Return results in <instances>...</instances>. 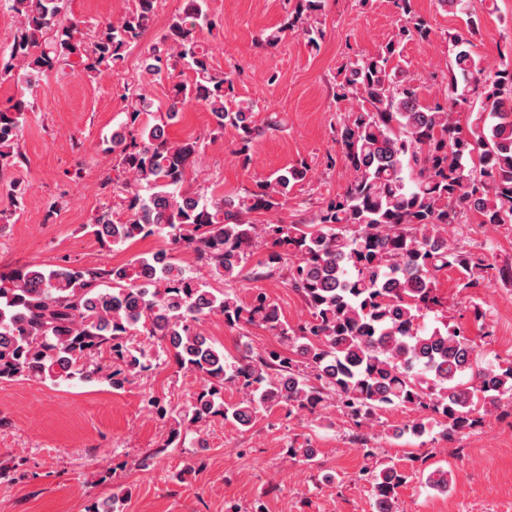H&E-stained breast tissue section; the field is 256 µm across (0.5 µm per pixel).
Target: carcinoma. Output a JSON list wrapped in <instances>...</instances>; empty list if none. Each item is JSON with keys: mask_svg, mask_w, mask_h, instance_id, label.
I'll use <instances>...</instances> for the list:
<instances>
[{"mask_svg": "<svg viewBox=\"0 0 512 512\" xmlns=\"http://www.w3.org/2000/svg\"><path fill=\"white\" fill-rule=\"evenodd\" d=\"M17 21L0 77L32 87L48 73L80 62L91 81L119 72L130 49L140 45L157 13V0H135L119 18L83 32L85 22L68 14L69 0H0ZM284 21L262 34L260 44L277 46L287 35L303 36L313 49L324 32L317 17L325 0H286ZM395 36L372 55H354L336 84V144L349 170L343 191L328 197L304 221L258 224L251 215L288 205L296 186L312 179L304 159L226 193L186 188L200 153V139L173 141L163 124L144 119L151 102L141 80L127 83L126 121L112 131V152L125 180L124 211L106 206L93 218V235L105 248L161 235L170 248L145 252L107 268L69 261L26 265L0 273V380L53 383L102 377L120 387L149 370L160 355L196 374L193 401L172 409L155 397L150 412L171 422L168 437L153 455L182 438V428L215 417L251 425L263 411L282 407L314 413L335 406L359 429L355 439L371 463L358 480L371 486L377 512H399L398 489L408 479L394 464L376 460L367 447L378 415L390 407L420 416L398 434L420 437L434 428L452 440L471 431L483 416L512 408V363L481 364L474 341L444 322L421 324L425 312L444 307L438 274L457 269L459 288L485 287L492 266L482 255L458 247L447 227L471 215L481 224H512V62L497 68L463 48L443 76L442 96L421 98L414 79L396 64L408 41H430L428 20L413 0H394ZM216 27L208 0H184L141 59V76L168 82L166 117L198 102L211 113L215 131L235 130L234 153L245 166L261 129L256 103L226 105L236 73L217 70L204 35ZM189 70L181 80L176 70ZM28 107L19 100L0 108V179L25 163L17 144ZM469 113L461 125V114ZM26 186L9 182L10 207L0 210L9 224ZM269 246L251 271L271 278L288 270V284L301 297L309 319L281 320L263 293L248 303L226 290L219 294L192 270L171 261L174 250L189 251L208 276L232 283L243 275L253 248ZM212 315L228 326H261L292 345V353L271 349L231 359L198 331ZM145 333L164 344L162 353L133 344ZM108 352L111 363L99 356ZM242 398L224 402V386ZM289 457L312 463L309 442L289 444ZM451 472L438 466L425 482L447 488Z\"/></svg>", "mask_w": 512, "mask_h": 512, "instance_id": "1", "label": "carcinoma"}]
</instances>
